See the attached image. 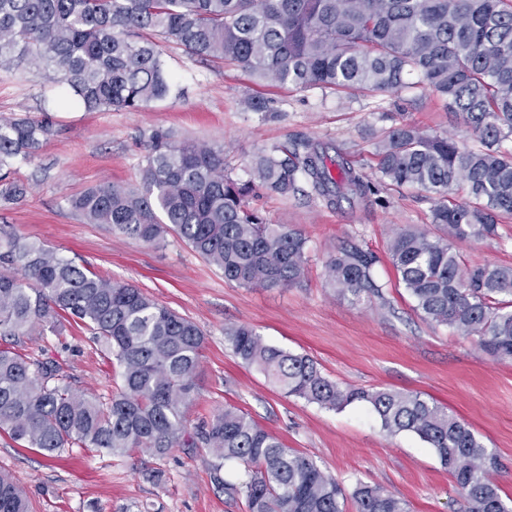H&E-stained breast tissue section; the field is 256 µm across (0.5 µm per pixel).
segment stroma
Wrapping results in <instances>:
<instances>
[{"label": "stroma", "mask_w": 512, "mask_h": 512, "mask_svg": "<svg viewBox=\"0 0 512 512\" xmlns=\"http://www.w3.org/2000/svg\"><path fill=\"white\" fill-rule=\"evenodd\" d=\"M163 60L182 94L139 112L63 106L62 87L47 82L40 70L0 71V120L46 111L57 121L56 134L16 164L13 178L25 194L16 201L0 198V231L20 232L106 278L132 283L200 327L205 343L199 393L186 410L187 430L233 404L345 487L358 480L380 486L406 501L410 512H462L461 492L418 436L388 435L361 403L336 411L285 396L236 358L224 329L244 324L266 344L309 355L341 386L420 392L447 406L495 451V481L502 496L512 498V359L494 358L476 338L423 321L387 258L395 231L429 224L433 201L427 192L380 185L368 201L337 208L304 194L283 198L261 191L250 197V207L270 223L296 226L307 239L301 284L275 289L226 281L173 236L145 244L106 225L84 223L70 206L72 197L105 180L138 186L143 143L157 129L223 147L226 171L235 179H248L257 153L306 137L339 146L378 182L383 131L410 123L427 134L457 135L455 114L436 96L418 91L399 99L270 84L235 65L203 61L168 45ZM249 95L267 99L269 111H243L240 102ZM351 242L379 256L383 299L355 302L328 284L326 260ZM453 248L470 265L512 266V218L499 224L497 237L457 241ZM20 346L62 363L73 386L87 394L110 395L120 382L106 350L78 328L25 336ZM212 461L204 448H176L161 460L79 449L50 458L0 433V470L24 489L31 512H246L244 500H230L215 487ZM157 468L165 473L160 483L151 477Z\"/></svg>", "instance_id": "obj_1"}]
</instances>
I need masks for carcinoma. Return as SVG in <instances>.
<instances>
[{"label": "carcinoma", "mask_w": 512, "mask_h": 512, "mask_svg": "<svg viewBox=\"0 0 512 512\" xmlns=\"http://www.w3.org/2000/svg\"><path fill=\"white\" fill-rule=\"evenodd\" d=\"M239 66L260 81L353 92L420 88L446 101L466 138L429 136L411 124L386 132L377 149L380 182L432 195L431 223L394 233L388 255L399 283L429 323L478 337L491 355L512 358V266H467L455 240L497 236L512 215V4L509 0H0V70L28 66L64 87L87 112H138L174 91L161 44ZM56 132L46 112L0 121V197L20 199L13 165ZM334 155H329V152ZM141 182H102L70 200L87 224L158 245L172 233L224 279L245 287L300 284L307 239L271 224L248 198L263 189L311 192L341 206L376 192L342 149L303 138L261 151L249 179L224 173V148L149 137ZM464 183L469 198L448 200ZM377 256L347 244L325 262L328 283L352 300L384 299ZM75 324L105 346L120 369L101 399L75 389L61 365L19 352V338ZM233 354L286 396L340 410L368 403L389 435L428 443L468 503L467 512H512L493 475L497 455L447 407L419 393L343 388L306 354L265 344L247 325L224 329ZM0 432L58 456L75 448L124 457L176 447L209 450L211 479L247 512H408L382 488L346 490L312 458L290 448L249 413L229 404L192 433L185 409L197 391L204 334L128 282L112 281L12 232L0 236ZM226 462L246 480H224ZM0 512H29L0 474Z\"/></svg>", "instance_id": "carcinoma-1"}]
</instances>
